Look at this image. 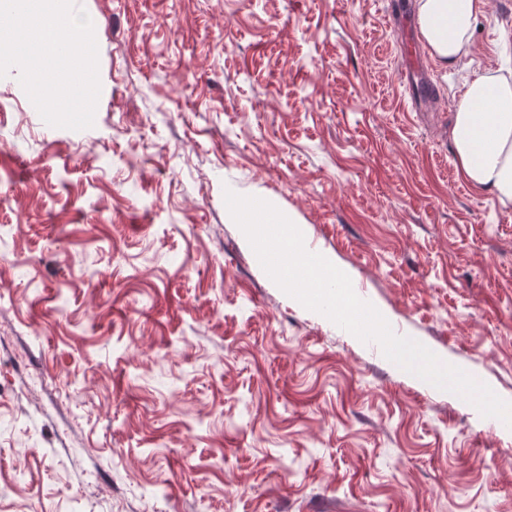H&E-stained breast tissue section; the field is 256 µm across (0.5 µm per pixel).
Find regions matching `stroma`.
<instances>
[{
	"mask_svg": "<svg viewBox=\"0 0 512 512\" xmlns=\"http://www.w3.org/2000/svg\"><path fill=\"white\" fill-rule=\"evenodd\" d=\"M94 125L0 78V512H512V429L283 293L224 189L512 402V206L457 173L512 0L414 111L390 0H78Z\"/></svg>",
	"mask_w": 512,
	"mask_h": 512,
	"instance_id": "1",
	"label": "stroma"
}]
</instances>
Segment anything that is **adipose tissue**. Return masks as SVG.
Masks as SVG:
<instances>
[{
	"mask_svg": "<svg viewBox=\"0 0 512 512\" xmlns=\"http://www.w3.org/2000/svg\"><path fill=\"white\" fill-rule=\"evenodd\" d=\"M416 8L430 57L459 66L471 53L480 0H417ZM449 136L458 175L512 205V79L489 71L466 81Z\"/></svg>",
	"mask_w": 512,
	"mask_h": 512,
	"instance_id": "ef3b65f1",
	"label": "adipose tissue"
}]
</instances>
